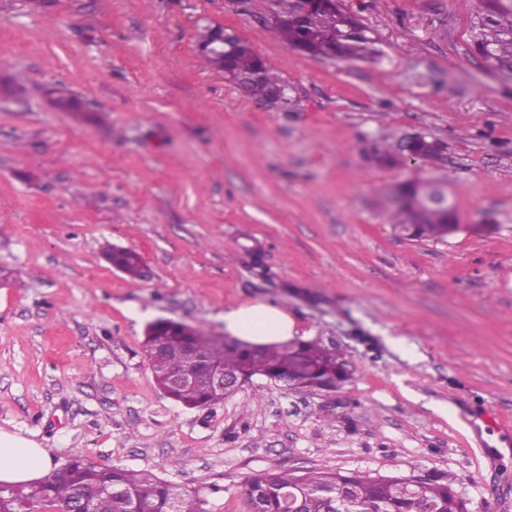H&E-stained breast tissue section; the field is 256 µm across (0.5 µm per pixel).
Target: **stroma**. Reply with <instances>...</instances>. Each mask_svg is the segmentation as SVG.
<instances>
[{
  "label": "stroma",
  "instance_id": "obj_1",
  "mask_svg": "<svg viewBox=\"0 0 512 512\" xmlns=\"http://www.w3.org/2000/svg\"><path fill=\"white\" fill-rule=\"evenodd\" d=\"M343 4L378 62L287 48L270 0H0V432L56 467L152 471L206 512H246L244 481L284 469L452 475L469 512H512V429L494 424L512 419V77L471 46L478 0ZM205 26L264 58L288 105L207 67ZM414 133L442 158L370 161ZM413 177L447 184L463 231L393 233L385 195ZM257 301L342 352L347 379L263 378L212 409L163 395L147 323L220 334ZM109 257L112 258V266L123 274L139 278L142 276V260L141 257L132 250L113 248L109 252Z\"/></svg>",
  "mask_w": 512,
  "mask_h": 512
}]
</instances>
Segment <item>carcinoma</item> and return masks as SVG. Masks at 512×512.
Here are the masks:
<instances>
[{"label":"carcinoma","mask_w":512,"mask_h":512,"mask_svg":"<svg viewBox=\"0 0 512 512\" xmlns=\"http://www.w3.org/2000/svg\"><path fill=\"white\" fill-rule=\"evenodd\" d=\"M275 18L272 29L288 48L312 57L344 62L376 55L370 27L346 10L341 0H272ZM471 44L488 70L512 75V0H481L470 31ZM202 57L207 65L240 83L245 94L257 101L271 99L272 90L282 85L279 76L265 67L254 76L259 57L251 46L233 37L224 50ZM54 105L62 112H80L76 95L56 91ZM400 143L373 145L371 159L385 163ZM419 181L400 184L403 201L396 205L385 199L386 214L393 230L411 240H444L445 217L422 206ZM113 267L123 274L142 276L141 257L132 250L114 248L109 252ZM155 383L176 403L189 408L214 407L225 397L210 393L201 385L169 383L186 376L204 378L213 364L238 367L251 381L273 380L288 372L300 373L298 382L308 385L334 384L345 379L339 355L317 343H277L260 349L230 336L211 335L171 319L160 318L148 325L143 342ZM455 477L443 483L423 482L411 486L405 478H380L358 473L344 488L336 473L311 470L297 475L265 472L248 478L242 495L248 512H288V494L297 497L300 512H366L376 504L385 512H423L426 504L435 512H464L462 500L452 489ZM84 495L86 512H205L197 494L181 490L148 471L98 466L75 453L45 478L8 490L0 489V512H37L61 509Z\"/></svg>","instance_id":"1"}]
</instances>
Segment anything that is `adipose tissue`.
<instances>
[{
  "mask_svg": "<svg viewBox=\"0 0 512 512\" xmlns=\"http://www.w3.org/2000/svg\"><path fill=\"white\" fill-rule=\"evenodd\" d=\"M224 329L236 339L264 345L288 341L295 334V323L285 311L256 302L225 310ZM49 467L50 457L45 449L0 432V482H32L42 478Z\"/></svg>",
  "mask_w": 512,
  "mask_h": 512,
  "instance_id": "ef3b65f1",
  "label": "adipose tissue"
}]
</instances>
